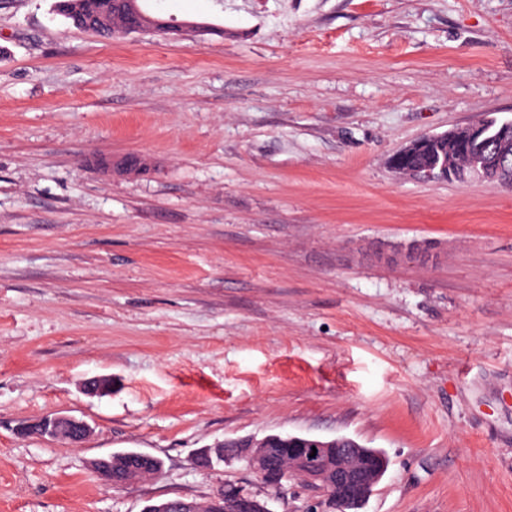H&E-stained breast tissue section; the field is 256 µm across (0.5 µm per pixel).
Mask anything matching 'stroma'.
Segmentation results:
<instances>
[{
	"label": "stroma",
	"mask_w": 512,
	"mask_h": 512,
	"mask_svg": "<svg viewBox=\"0 0 512 512\" xmlns=\"http://www.w3.org/2000/svg\"><path fill=\"white\" fill-rule=\"evenodd\" d=\"M53 4L0 0V512H309L195 462L278 433L383 450L362 512H512V189L389 165L512 119V0H152L216 28L107 38ZM53 413L92 436L18 434ZM128 450L162 474L89 468ZM90 467L107 484L112 486H123L141 479H145L148 473L152 469H157L159 465L156 468H152L150 465L145 469L130 468L128 469L125 478L117 483L112 482V478H109V475L112 471V453L104 457L92 459L90 461ZM215 496L205 502H195L198 505L197 512H216L218 508L214 507ZM186 499L165 500L162 505L149 504L143 512H195L196 505Z\"/></svg>",
	"instance_id": "35a3bbf8"
}]
</instances>
